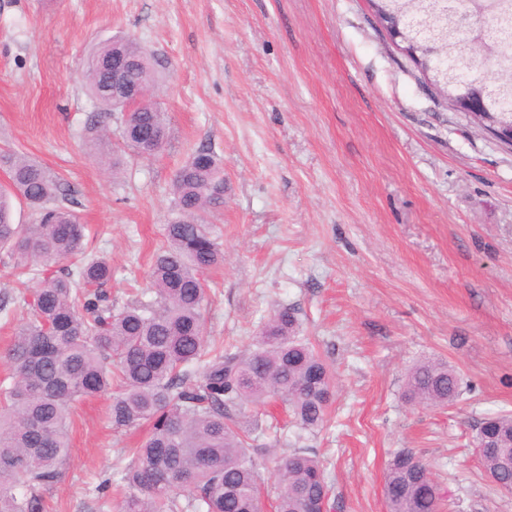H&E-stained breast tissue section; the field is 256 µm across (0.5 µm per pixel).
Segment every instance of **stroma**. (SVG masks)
<instances>
[{"label":"stroma","mask_w":512,"mask_h":512,"mask_svg":"<svg viewBox=\"0 0 512 512\" xmlns=\"http://www.w3.org/2000/svg\"><path fill=\"white\" fill-rule=\"evenodd\" d=\"M114 36L159 61L157 155L82 136L86 57ZM202 146L224 167V203L202 215L224 253L206 275V340L243 349L273 309L297 310L335 374L328 423L304 441L334 512H387L386 468L407 448L443 512H512L475 450L481 421L512 413V150L423 87L366 0H0V148L62 174L117 305L165 247L174 174ZM26 316L0 260V350ZM425 359L457 371L452 404L407 399ZM111 401L76 404L39 512H115L99 485L147 430L114 429Z\"/></svg>","instance_id":"stroma-1"}]
</instances>
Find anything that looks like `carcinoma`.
<instances>
[{
	"mask_svg": "<svg viewBox=\"0 0 512 512\" xmlns=\"http://www.w3.org/2000/svg\"><path fill=\"white\" fill-rule=\"evenodd\" d=\"M397 10L429 20L434 38L426 52L453 57L463 52L468 25L448 15L471 14L470 0H388ZM491 30L483 33L505 60L512 59V0L488 6ZM119 44L143 55L131 79L151 89L157 83L152 58L136 40L118 38L89 53L84 72L97 111L84 124L86 140L107 138L104 119L121 110L106 90L104 64ZM503 93L491 108L512 101V81L472 61L469 78ZM130 122L168 130L159 104L148 100ZM0 253L17 277L38 279L23 296L27 318L5 357L12 381L0 388V512H37L38 491L56 484L69 457V424L79 400L112 391L110 420L116 429L150 424L146 441L133 449L124 470L117 512H257L263 478L251 452L274 456L278 476L275 512L329 508L333 487L316 452L302 445L275 454L277 434L253 422L249 409L279 399L291 412L300 443L322 430L334 395V373L311 342L300 335L295 312L273 310L244 350L210 347L203 311L204 274L223 260L217 238L201 212L224 203V170L209 148H199L176 172V216L166 224L167 245L148 270L149 287L116 308L104 287L112 266L85 254L86 225L62 178L27 155L0 151ZM37 214L35 224L12 222V201ZM74 259L70 269L51 264ZM407 396L426 406L446 405L459 394V378L447 364L425 360L407 378ZM480 465L494 486L512 480L503 449L512 454V414L484 419L477 434ZM389 512H441L443 492L431 466L411 450L395 454L384 484Z\"/></svg>",
	"mask_w": 512,
	"mask_h": 512,
	"instance_id": "carcinoma-1",
	"label": "carcinoma"
}]
</instances>
